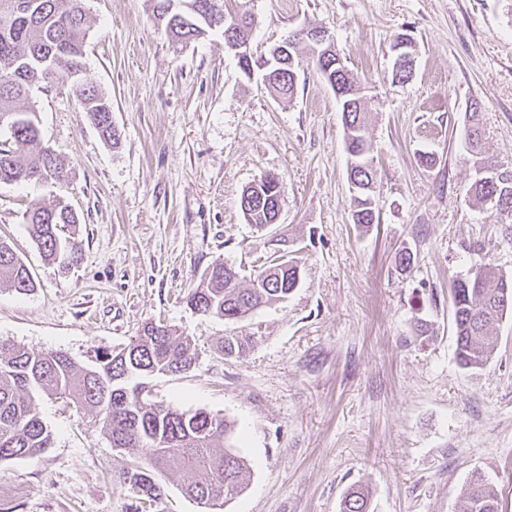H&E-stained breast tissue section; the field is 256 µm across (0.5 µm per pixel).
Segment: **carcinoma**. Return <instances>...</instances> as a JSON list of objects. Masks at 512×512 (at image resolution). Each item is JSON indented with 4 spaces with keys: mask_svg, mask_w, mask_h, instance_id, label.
<instances>
[{
    "mask_svg": "<svg viewBox=\"0 0 512 512\" xmlns=\"http://www.w3.org/2000/svg\"><path fill=\"white\" fill-rule=\"evenodd\" d=\"M154 12L174 43L198 38L197 30L183 28V13L194 23L208 22L209 30L219 28L242 40L249 38L254 22L247 10L226 17L224 0H155ZM88 29L84 0H0V128L8 131L7 138L0 139V182L68 185L69 173L55 151L43 143L29 99L38 84L50 78L65 82L72 71L85 66ZM296 81L297 77L285 71L269 86L278 96L290 97ZM74 83L79 85L82 108L88 109L87 120H95L102 137L117 143L110 100L85 77ZM341 85L348 96L339 100L340 107L349 109L345 124L358 131L356 148L361 153L355 165L347 167L348 181L359 184L351 196V220L363 226L379 219L374 198L378 173L365 138L369 113L352 72L341 76ZM467 152L472 163L486 169L474 175L467 195L494 209L502 223L512 224V168L482 156L478 136L468 139ZM250 198V223L262 227L275 217L285 194L279 181L266 176ZM24 220L45 259L63 267L79 261L77 250L69 246L78 217L63 200L50 207L30 208ZM296 270L295 265L284 271L271 264L256 271L244 287L239 271L218 260L190 290L186 303L207 316L241 319L287 298L296 282ZM0 282L20 294L36 286L28 265L2 240ZM451 295L458 364L481 369L495 349L490 329L512 314V275L486 264L472 276L454 281ZM247 346L243 337L223 336L213 351L222 356L241 354ZM199 357L190 337L152 322L121 350H96L86 365L63 352H33L0 340V460L33 458L52 446V430L38 411L39 399L49 396L92 415L112 447L134 455L135 464L124 477L134 494L133 512H142L144 500L160 503L163 491L158 475L174 468L188 474L182 486L185 497L205 503L206 512H222L224 504L245 489L248 470L245 458L229 444L233 423L204 411L160 408L148 403L139 391L142 379L184 374ZM460 500L462 512H499L497 490L478 473L462 488ZM341 512H369V492L360 486L350 488Z\"/></svg>",
    "mask_w": 512,
    "mask_h": 512,
    "instance_id": "cac0c4a2",
    "label": "carcinoma"
}]
</instances>
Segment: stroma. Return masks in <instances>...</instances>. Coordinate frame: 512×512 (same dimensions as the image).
<instances>
[{
  "label": "stroma",
  "mask_w": 512,
  "mask_h": 512,
  "mask_svg": "<svg viewBox=\"0 0 512 512\" xmlns=\"http://www.w3.org/2000/svg\"><path fill=\"white\" fill-rule=\"evenodd\" d=\"M85 8L86 77L111 99L120 139L100 137L72 84L34 92L69 184L0 183V238L37 283L27 295L0 286V339L83 362L149 322L191 337L196 366L149 378V401L234 421L250 476L223 512H340L355 485L369 487L370 512H459L476 472L512 512V315L495 325L487 365L466 370L450 299L481 265L512 275V226L467 196L464 155L477 109L485 156L512 165V0H253L254 53L320 27L365 86L380 215L366 228L351 222L342 115L307 46L283 99L244 75L221 30L177 45L152 0ZM401 34L415 46L407 82L392 75ZM264 175L285 202L261 229L240 197ZM59 199L79 218L82 259L68 269L44 259L23 221ZM282 254L301 274L284 301L231 322L187 306L212 262L247 278ZM228 333L252 343L217 357L210 346ZM39 411L53 444L0 461V486L25 489L0 512H132V457L62 401L42 397Z\"/></svg>",
  "instance_id": "1"
}]
</instances>
